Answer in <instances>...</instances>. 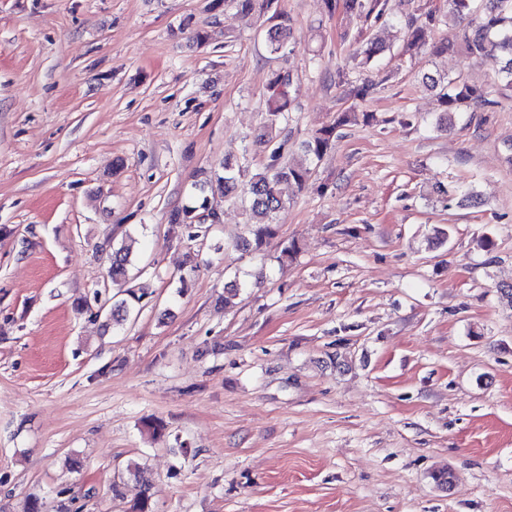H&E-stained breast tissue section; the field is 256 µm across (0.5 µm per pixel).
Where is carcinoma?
<instances>
[{"label":"carcinoma","mask_w":512,"mask_h":512,"mask_svg":"<svg viewBox=\"0 0 512 512\" xmlns=\"http://www.w3.org/2000/svg\"><path fill=\"white\" fill-rule=\"evenodd\" d=\"M237 11L250 14L256 9H273L277 0H232ZM348 7L357 10L365 17L374 14L381 16L387 9V0H347ZM451 12L463 27L453 38H443L434 49L437 52L452 51L458 46L464 47L470 55L499 54L504 60L500 76L487 85L471 84L464 79L446 81L441 93L445 107L443 116L456 112L483 111L494 104L493 94L497 91H512V0H482V8L473 13V0H450ZM270 19L274 20L267 31L271 51H281L292 32L288 16L273 9ZM291 74L277 72L272 75L267 86L266 112L268 126L275 129L280 120L286 118L291 109ZM336 126H325L317 130L300 144L303 153L301 162L288 165L280 164V148L271 153V163L255 171L231 159L224 160L223 173H213V179L226 199L244 198L248 215L247 223L255 225L252 237L244 238L239 247L248 252L261 251L266 239L275 234L274 226L278 214L285 208L279 185L291 182L302 188L306 186L312 174V164L320 159L335 142ZM436 194L446 200L452 196L459 198L464 206L480 205L478 195L464 186L453 189L437 188ZM131 250L122 243L112 249L110 273L112 280L126 277Z\"/></svg>","instance_id":"cac0c4a2"}]
</instances>
